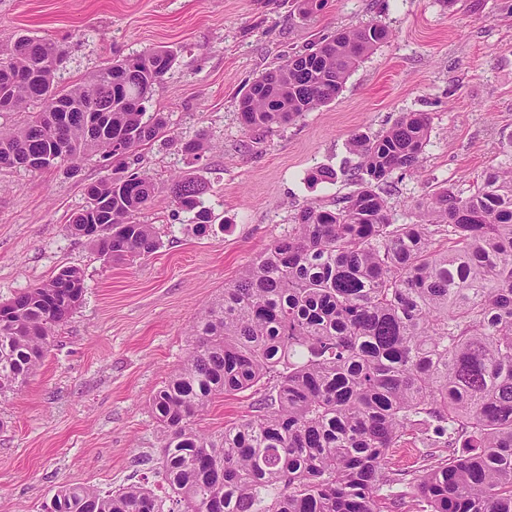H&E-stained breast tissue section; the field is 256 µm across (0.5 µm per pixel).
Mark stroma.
I'll return each mask as SVG.
<instances>
[{
	"label": "stroma",
	"mask_w": 512,
	"mask_h": 512,
	"mask_svg": "<svg viewBox=\"0 0 512 512\" xmlns=\"http://www.w3.org/2000/svg\"><path fill=\"white\" fill-rule=\"evenodd\" d=\"M290 0H0V41L17 33L57 42L59 85L112 59L165 46L175 62L150 111L167 131L139 150L157 191L139 220L161 241L152 256L104 262L68 225L104 170L96 155L32 172L0 168V303L74 266L85 293L37 373L0 399V512H41L59 486L112 492L156 467L159 427L148 400L187 349L199 313L287 231L306 205L335 207L358 189L352 136L374 137L404 112L430 118L418 171L385 195L401 224L449 187L468 196L491 167L512 163V0H330L308 21ZM370 22L391 38L357 65L332 102L258 134L239 118L240 90L282 55L321 35ZM205 134L199 156L181 144ZM322 168L335 179L319 180ZM209 187L219 220L200 235L171 201V176ZM252 393L216 399L197 422L220 433L249 414Z\"/></svg>",
	"instance_id": "35a3bbf8"
}]
</instances>
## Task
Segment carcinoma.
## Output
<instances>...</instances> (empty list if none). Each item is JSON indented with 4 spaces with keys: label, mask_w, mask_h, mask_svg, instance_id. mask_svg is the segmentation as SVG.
<instances>
[{
    "label": "carcinoma",
    "mask_w": 512,
    "mask_h": 512,
    "mask_svg": "<svg viewBox=\"0 0 512 512\" xmlns=\"http://www.w3.org/2000/svg\"><path fill=\"white\" fill-rule=\"evenodd\" d=\"M293 4L315 19L328 0ZM390 36L370 22L288 53L241 93L243 125H290L333 101ZM63 57L50 39L0 44V112L25 113L0 129V167L100 154L112 175L87 188L69 230L95 215L112 236L87 241L134 264L160 241L137 220L155 184L129 159L168 126L147 103L174 56L149 48L61 88ZM428 140L423 112L353 138L360 188L332 209L301 208L191 325L185 357L149 401L161 488L146 476L112 494L63 485L43 512H512V166L488 170L465 198L440 188L395 224L382 189L418 170ZM168 193L206 231V184L175 175ZM83 293L81 271L64 267L7 302L0 396L38 369ZM252 389L253 413L218 435L196 427L216 399ZM407 440L430 452L398 473L388 459Z\"/></svg>",
    "instance_id": "obj_1"
}]
</instances>
